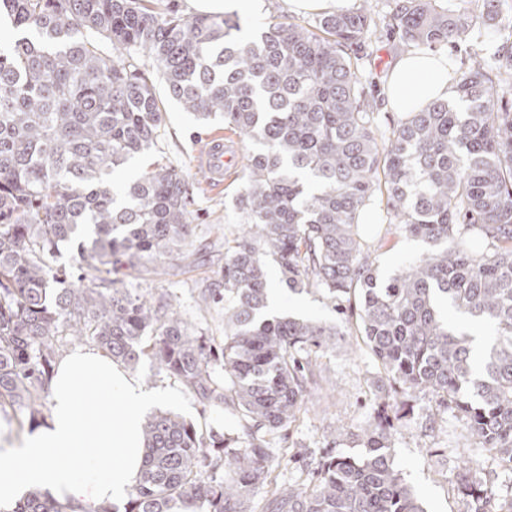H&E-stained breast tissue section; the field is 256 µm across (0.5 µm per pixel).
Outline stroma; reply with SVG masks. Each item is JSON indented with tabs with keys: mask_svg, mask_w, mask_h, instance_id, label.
Returning a JSON list of instances; mask_svg holds the SVG:
<instances>
[{
	"mask_svg": "<svg viewBox=\"0 0 512 512\" xmlns=\"http://www.w3.org/2000/svg\"><path fill=\"white\" fill-rule=\"evenodd\" d=\"M288 17L308 25L314 22L316 14L312 11L294 13L284 8L280 0H270L262 17L234 14L233 19L239 24L236 36L250 38L266 22ZM403 51L397 38L385 36L362 53L360 73L364 83L374 89V110L383 127L396 120L395 114L387 108L384 93L388 65ZM164 105L165 123L159 148L166 161L177 166L192 186L194 223L201 225L209 241H223L241 222L235 198L244 185V170L236 168L233 178L225 180L223 186H214L201 161L212 125L196 121L172 100H165ZM362 239L372 253L379 276L385 279L399 274L425 251L420 240L398 235L386 224L363 225ZM211 275L209 267L201 266L151 276L136 281L135 286L147 296H165L196 333L220 342L224 339V308L218 305L206 309L200 301L201 286ZM284 295V315L336 327L339 335L329 349L313 354V376L305 407L298 420L276 437L270 450L274 469L268 482L255 490L248 512H272L276 487L311 482L312 465L326 456L364 455L362 444L352 438L351 433L372 414L386 381L358 332L355 311L338 314L320 290L288 289ZM134 375L146 388L163 393L160 409L179 414L201 431L213 428L227 431L238 424L232 410H204L175 377L158 370L152 361H142ZM340 425L347 427L348 436L329 444L327 431ZM389 454L425 512H470V503L460 492L463 459L467 456L477 461L480 473L494 477L498 497L512 496V470L500 467L493 458L487 457L460 415L452 409L437 407L431 396L421 397L413 414L400 421Z\"/></svg>",
	"mask_w": 512,
	"mask_h": 512,
	"instance_id": "stroma-1",
	"label": "stroma"
}]
</instances>
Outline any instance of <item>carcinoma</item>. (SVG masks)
I'll return each instance as SVG.
<instances>
[{
	"instance_id": "1",
	"label": "carcinoma",
	"mask_w": 512,
	"mask_h": 512,
	"mask_svg": "<svg viewBox=\"0 0 512 512\" xmlns=\"http://www.w3.org/2000/svg\"><path fill=\"white\" fill-rule=\"evenodd\" d=\"M365 2L309 27L272 21L251 40L229 19L183 13L179 0H0L13 35L0 47V407L42 415L60 336L91 341L132 369L176 377L240 427L204 433L171 412L143 426L144 456L125 512H247L273 467L271 440L295 422L306 367L336 328L262 317L265 259L293 290L353 296L358 330L389 378L381 409L353 436L364 457L329 456L313 484L288 487L276 512H424L388 453L410 400L453 407L485 448L512 459V41L475 60L455 100L380 131L360 52L387 32L434 50L493 25L500 0H395L390 20ZM168 98L221 119L252 143L236 197L244 222L224 249L194 247L193 198L154 161L120 188L114 175L154 152ZM378 208L427 250L383 280L361 237ZM77 242L78 275L57 264ZM201 300L224 303V342L196 336L168 303L126 280L202 262ZM494 327L475 369L473 336L442 315ZM465 460L461 494L482 512L491 482ZM12 512H114L34 488Z\"/></svg>"
}]
</instances>
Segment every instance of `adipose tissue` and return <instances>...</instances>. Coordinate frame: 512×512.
I'll use <instances>...</instances> for the list:
<instances>
[{"instance_id":"ef3b65f1","label":"adipose tissue","mask_w":512,"mask_h":512,"mask_svg":"<svg viewBox=\"0 0 512 512\" xmlns=\"http://www.w3.org/2000/svg\"><path fill=\"white\" fill-rule=\"evenodd\" d=\"M453 83L446 56L415 51L394 63L385 94L392 111L416 112L448 99ZM49 393L48 417L18 447L0 448V512L34 487L74 504L123 500L138 480L142 428L159 395L94 348L59 359Z\"/></svg>"}]
</instances>
